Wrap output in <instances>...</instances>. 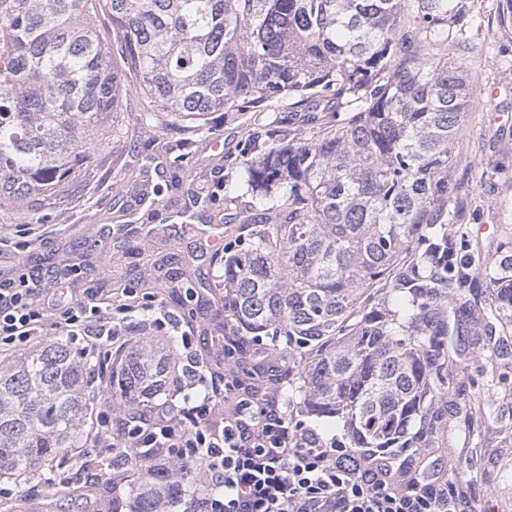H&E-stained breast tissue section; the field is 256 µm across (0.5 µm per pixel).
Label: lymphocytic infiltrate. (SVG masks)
<instances>
[{
    "instance_id": "1",
    "label": "lymphocytic infiltrate",
    "mask_w": 512,
    "mask_h": 512,
    "mask_svg": "<svg viewBox=\"0 0 512 512\" xmlns=\"http://www.w3.org/2000/svg\"><path fill=\"white\" fill-rule=\"evenodd\" d=\"M151 307L133 289L118 305L96 294L75 298L64 292L40 304L32 289L6 283L0 285V350L52 332L82 342L85 357L106 360L130 334L129 326L113 321V313ZM232 389L228 382L200 403L165 402L132 420L116 419L111 406H104L95 443L108 449L130 439L153 449L159 460L199 462L208 482L222 489L202 499V512H460L447 488L415 492L395 484L391 460L367 468L349 465V451L338 442L290 426L271 393L238 400L222 422H214V396Z\"/></svg>"
}]
</instances>
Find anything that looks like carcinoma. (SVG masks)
<instances>
[{"instance_id":"1","label":"carcinoma","mask_w":512,"mask_h":512,"mask_svg":"<svg viewBox=\"0 0 512 512\" xmlns=\"http://www.w3.org/2000/svg\"><path fill=\"white\" fill-rule=\"evenodd\" d=\"M475 0H0V202L36 214L69 198L106 150L125 78L188 131L214 112L288 97V134L247 149L242 211L224 244V365L237 393L264 385L345 447L414 469L485 421L491 396L453 369L454 334L512 392L490 346L512 326V237L479 274L450 225L455 145L474 103L466 62ZM120 43L111 56L106 32ZM483 279L488 306L467 299ZM140 332L97 363L62 336L0 368V479L55 491L58 450L82 448L95 406L152 408L174 381V341ZM198 463L158 467L112 449L101 512H165Z\"/></svg>"}]
</instances>
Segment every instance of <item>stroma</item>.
<instances>
[{"label":"stroma","instance_id":"1","mask_svg":"<svg viewBox=\"0 0 512 512\" xmlns=\"http://www.w3.org/2000/svg\"><path fill=\"white\" fill-rule=\"evenodd\" d=\"M482 2V28L468 59L474 105L452 173L464 208L461 228L479 244L477 270L495 253L500 225L512 222V31L499 24L498 0ZM148 110L129 87L105 166L74 198L41 211L39 222L0 205V281L26 274L46 285L68 264L75 269L67 282L73 296L89 289L116 297L126 288L153 293L167 310L193 318V346L178 357L208 365L209 328L224 292V248L212 242L218 218L245 205L244 151L265 140L270 125L287 129L292 102L279 100L264 112L212 113L193 136L165 113L147 120ZM187 137L192 143L178 158L175 145ZM156 184L159 196L146 200L145 190ZM27 223L33 231L23 242L15 231ZM174 279L178 288H168ZM498 426L460 431L431 458L422 484L452 488L462 512H512V436ZM452 459L464 479L449 476ZM44 498L36 479H0V512H12L18 501L22 512H42Z\"/></svg>","mask_w":512,"mask_h":512}]
</instances>
